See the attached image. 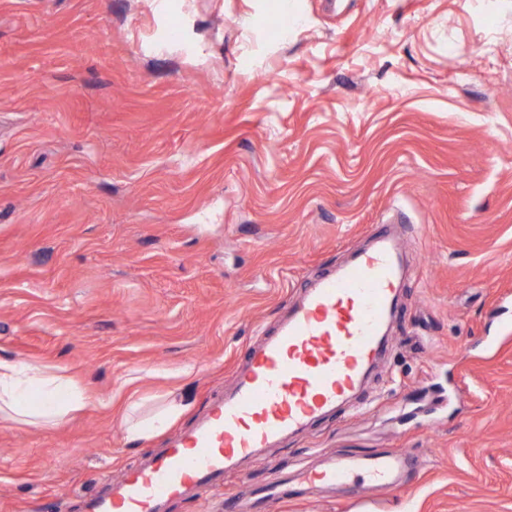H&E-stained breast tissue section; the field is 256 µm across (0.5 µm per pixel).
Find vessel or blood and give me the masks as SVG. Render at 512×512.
I'll return each instance as SVG.
<instances>
[{"mask_svg":"<svg viewBox=\"0 0 512 512\" xmlns=\"http://www.w3.org/2000/svg\"><path fill=\"white\" fill-rule=\"evenodd\" d=\"M373 238L342 271L305 289L194 429L130 470L110 493L88 496L85 512H163L168 499L222 489L241 462H265L266 449L345 402L378 362L401 286L393 232L381 225ZM408 462L400 452L337 458L303 470L299 483L333 486L361 474L368 485L392 487ZM288 495L287 480L274 478L257 496L256 512H272Z\"/></svg>","mask_w":512,"mask_h":512,"instance_id":"1","label":"vessel or blood"}]
</instances>
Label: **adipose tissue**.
<instances>
[{
	"label": "adipose tissue",
	"mask_w": 512,
	"mask_h": 512,
	"mask_svg": "<svg viewBox=\"0 0 512 512\" xmlns=\"http://www.w3.org/2000/svg\"><path fill=\"white\" fill-rule=\"evenodd\" d=\"M87 404L84 393L60 370L0 358V422L54 426Z\"/></svg>",
	"instance_id": "adipose-tissue-1"
}]
</instances>
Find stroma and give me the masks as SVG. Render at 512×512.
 Here are the masks:
<instances>
[{
  "label": "stroma",
  "instance_id": "1",
  "mask_svg": "<svg viewBox=\"0 0 512 512\" xmlns=\"http://www.w3.org/2000/svg\"><path fill=\"white\" fill-rule=\"evenodd\" d=\"M290 3L0 0V358L92 399L0 423V512H84L377 224L406 266L386 353L271 456L415 467L276 512H512V0ZM185 407L183 402L172 400L148 418L127 416L124 427L125 438L128 441H136L158 434L166 427L169 420L180 414Z\"/></svg>",
  "mask_w": 512,
  "mask_h": 512
}]
</instances>
